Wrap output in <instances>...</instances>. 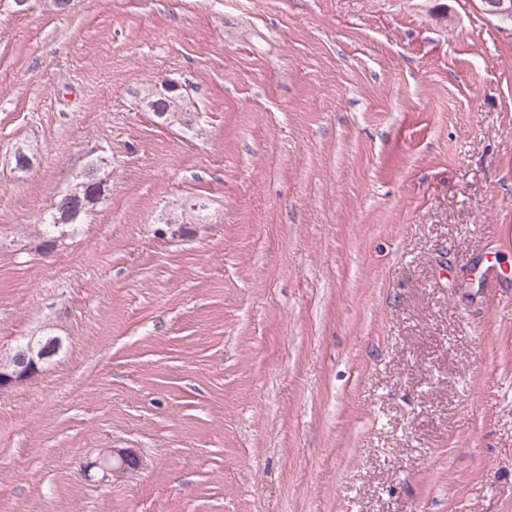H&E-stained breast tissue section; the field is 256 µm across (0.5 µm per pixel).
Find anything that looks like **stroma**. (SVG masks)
<instances>
[{
  "instance_id": "35a3bbf8",
  "label": "stroma",
  "mask_w": 512,
  "mask_h": 512,
  "mask_svg": "<svg viewBox=\"0 0 512 512\" xmlns=\"http://www.w3.org/2000/svg\"><path fill=\"white\" fill-rule=\"evenodd\" d=\"M166 78L195 128L143 109ZM97 154L108 196L37 256ZM49 323L0 394V512H512V23L0 0V349ZM106 448L141 468L83 474ZM42 336L24 337L5 354L0 350V392L27 386L37 380L64 346V338L48 327Z\"/></svg>"
}]
</instances>
